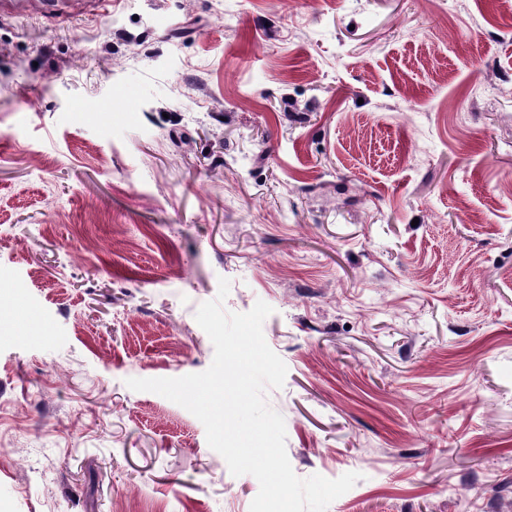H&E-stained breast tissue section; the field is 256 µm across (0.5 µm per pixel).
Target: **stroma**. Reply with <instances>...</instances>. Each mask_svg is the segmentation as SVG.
Returning <instances> with one entry per match:
<instances>
[{
    "instance_id": "1",
    "label": "stroma",
    "mask_w": 512,
    "mask_h": 512,
    "mask_svg": "<svg viewBox=\"0 0 512 512\" xmlns=\"http://www.w3.org/2000/svg\"><path fill=\"white\" fill-rule=\"evenodd\" d=\"M0 10V512H249L198 307L273 312L327 512H512V0Z\"/></svg>"
}]
</instances>
